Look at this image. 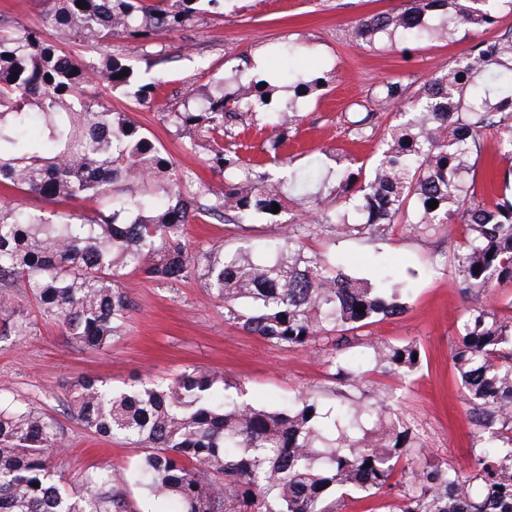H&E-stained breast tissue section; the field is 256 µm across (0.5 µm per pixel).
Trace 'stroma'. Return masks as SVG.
<instances>
[{
  "label": "stroma",
  "instance_id": "obj_1",
  "mask_svg": "<svg viewBox=\"0 0 512 512\" xmlns=\"http://www.w3.org/2000/svg\"><path fill=\"white\" fill-rule=\"evenodd\" d=\"M408 0H231L224 15L203 14L183 30L146 44L115 37L93 51V58L117 54L135 69H143L145 53H160L154 67L164 85L152 107L138 105L118 93L103 92L106 106L125 113L128 120L161 145L180 170L193 173L191 186L199 201H207L209 188L222 185V175L204 163L206 142L196 134H175L167 113L182 111L188 90L205 93L211 82L225 73L238 72L242 81L260 69L317 70L328 85L316 95L301 99L302 119L291 136L298 150L285 165H267L272 180L288 179L290 172L316 167L308 186H295L291 198L304 195L333 199L337 159L351 156L372 161L377 141L352 143L345 113L352 102L367 100L383 79L423 82L447 69L450 62L468 53L472 40L405 42L382 41L379 49L350 43L348 31L368 15L404 8ZM42 0H0V27L10 31L42 26ZM302 47L303 55H282V45ZM278 216H256L237 226L219 217H202L188 226L192 249L213 242L232 248L250 243L252 253L263 250L264 239ZM461 228L423 236L396 226L384 238H351L335 242L326 234L312 236L310 250L342 255L358 276L378 281L386 275L410 283L413 296L401 316L372 326L373 336L392 344L414 343L420 348V367L405 376L373 374L365 391L373 395L394 389L400 415L421 438L414 457H430L466 466L473 443L465 405L454 381L450 352L456 325L466 303L446 269L432 261L447 252L449 239ZM133 303L124 334L112 347L90 351L66 336L60 324L42 319L22 282H0V398H25L34 408L55 417L64 446L53 463L64 480L106 466L125 475L140 454L130 444L100 438L85 430L67 411L73 384L86 376L121 387L141 378L157 384L170 381L190 365L208 367L223 375L226 384L244 391L258 406L276 407L300 393L325 392L327 407L338 399L329 394L324 366L325 352L314 349H281L265 344L224 320L223 302L205 296L195 279L163 284L134 274L124 282Z\"/></svg>",
  "mask_w": 512,
  "mask_h": 512
}]
</instances>
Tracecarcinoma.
Wrapping results in <instances>:
<instances>
[{
    "instance_id": "cac0c4a2",
    "label": "carcinoma",
    "mask_w": 512,
    "mask_h": 512,
    "mask_svg": "<svg viewBox=\"0 0 512 512\" xmlns=\"http://www.w3.org/2000/svg\"><path fill=\"white\" fill-rule=\"evenodd\" d=\"M47 2L44 23L54 39L0 29V185L52 204L97 196L109 209L75 222L0 206V281H22L42 318L60 323L84 348L103 350L123 335L132 310L126 277L173 284L194 275L224 302V321L241 331L279 348L329 344L324 365L345 404L333 412L309 392L286 406L257 407L226 395L224 378L198 366L163 387L137 381L115 389L83 378L70 391L68 411L101 438L137 445L140 457L125 477L97 467L67 486L49 456L61 448L57 421L21 399L0 404V512H130L129 485L175 501L174 512H342L398 485V499L384 512H512V314L491 303L495 292L512 287V166L492 174L491 203L478 194L480 170L491 167L483 163L484 138L495 135L512 159V31L479 39L418 87L381 81L378 99L401 113L377 158L356 172V160L347 159L336 170V204L316 197L294 211L268 256L255 259L221 244L191 251L186 224L215 215L248 224L275 203L285 208V194L237 138L267 111L273 133L265 151L282 161L286 133L301 120L296 101L271 112L263 81L245 86L234 72L214 80L192 107L167 114L178 133L225 138L205 159L224 173V191L202 204L187 190L191 174L88 90L148 104L156 82L116 55L96 63L62 48L76 41L93 48L120 34L152 42L194 21L203 4L224 9V0H86L84 8L79 0ZM505 8L512 11V0H409L398 12L355 22L351 41L364 47L382 35L469 36ZM123 71L127 76L116 78ZM288 79L298 98L325 86L313 74L290 71ZM230 84L237 85L232 93ZM34 119L41 125L36 137L27 132ZM378 130L368 106L348 127L354 140ZM430 200L438 206L430 208ZM401 223L426 235L462 228L442 263L468 302L451 354L478 442L465 473L446 460L411 457L418 436L392 396L366 406L353 396L371 371L404 375L420 366L416 345L375 341L367 331L402 315L411 288L374 284L307 251L306 240L318 232L383 238ZM359 337L370 350L368 370L340 355Z\"/></svg>"
}]
</instances>
